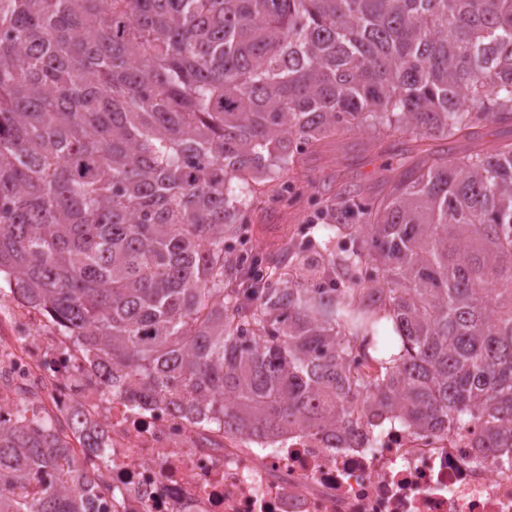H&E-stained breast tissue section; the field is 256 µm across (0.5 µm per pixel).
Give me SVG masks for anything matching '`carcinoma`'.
I'll list each match as a JSON object with an SVG mask.
<instances>
[{
	"mask_svg": "<svg viewBox=\"0 0 512 512\" xmlns=\"http://www.w3.org/2000/svg\"><path fill=\"white\" fill-rule=\"evenodd\" d=\"M512 0H0V275L109 389L273 441L383 419L512 448ZM414 137L315 233L237 258L323 144ZM27 406L0 512H91L102 475Z\"/></svg>",
	"mask_w": 512,
	"mask_h": 512,
	"instance_id": "obj_1",
	"label": "carcinoma"
}]
</instances>
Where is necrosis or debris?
Returning a JSON list of instances; mask_svg holds the SVG:
<instances>
[{"instance_id": "necrosis-or-debris-1", "label": "necrosis or debris", "mask_w": 512, "mask_h": 512, "mask_svg": "<svg viewBox=\"0 0 512 512\" xmlns=\"http://www.w3.org/2000/svg\"><path fill=\"white\" fill-rule=\"evenodd\" d=\"M51 412L82 467L108 470L106 500L132 512H512V449L482 453L476 425L380 429L360 448L315 431L276 444L207 427L108 391L86 352L41 308L0 292V421L18 405ZM102 431L110 463L67 425Z\"/></svg>"}]
</instances>
